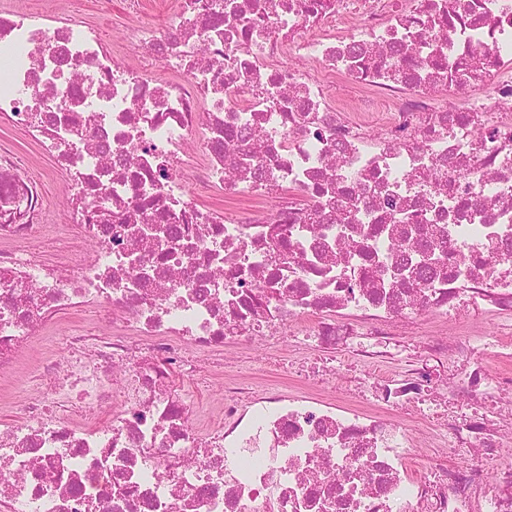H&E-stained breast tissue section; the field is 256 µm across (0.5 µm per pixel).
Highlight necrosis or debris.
Returning <instances> with one entry per match:
<instances>
[{"instance_id": "necrosis-or-debris-1", "label": "necrosis or debris", "mask_w": 512, "mask_h": 512, "mask_svg": "<svg viewBox=\"0 0 512 512\" xmlns=\"http://www.w3.org/2000/svg\"><path fill=\"white\" fill-rule=\"evenodd\" d=\"M124 40L141 64L78 17L0 5V116L66 174L87 244L27 250L42 183L0 145V216L29 218L0 223V377L63 316L112 325L72 336L0 428V512H512V467L410 471L409 426L380 415L511 456L512 376L484 362L512 345L433 336L408 374L373 370L398 328L512 320V0H178ZM215 188L250 204H202ZM284 339L320 379L352 341L349 404L229 382L199 427L184 350ZM457 354L469 371L436 377Z\"/></svg>"}]
</instances>
